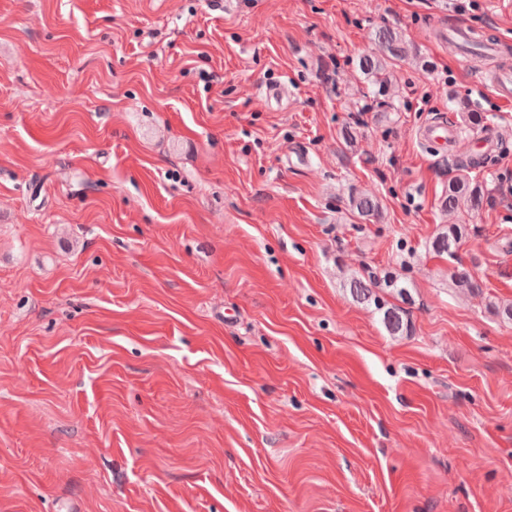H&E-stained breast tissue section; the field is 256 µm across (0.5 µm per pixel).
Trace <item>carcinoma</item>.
<instances>
[{
  "mask_svg": "<svg viewBox=\"0 0 512 512\" xmlns=\"http://www.w3.org/2000/svg\"><path fill=\"white\" fill-rule=\"evenodd\" d=\"M374 39L378 41L382 53L379 55H364L358 61V68L369 84L368 92L376 99L388 101L395 96V85L392 79V68L405 60L410 48L402 35L393 28L379 27L373 30ZM492 160L489 154L479 157L461 158L456 166L459 174L448 180V186L440 199L442 211L451 214L463 211L467 214L480 212L488 202L489 192L486 184L476 181L464 174V171L480 166ZM348 206L351 213L360 219L366 220L376 217L380 212L378 200L365 196L349 194ZM466 233V225L452 223L443 226L431 242L432 250L439 254H446L453 258L458 252ZM454 287L460 288L473 295L482 293V285L473 276L470 270L463 265L454 267L450 274ZM389 288L402 296L408 288L400 285L396 276L385 274L381 279H373L366 283L355 278L350 283V292L353 297L363 302H371L380 314V321L386 331L392 336H398L409 329L408 320L404 311L389 304L379 295V290Z\"/></svg>",
  "mask_w": 512,
  "mask_h": 512,
  "instance_id": "cac0c4a2",
  "label": "carcinoma"
}]
</instances>
